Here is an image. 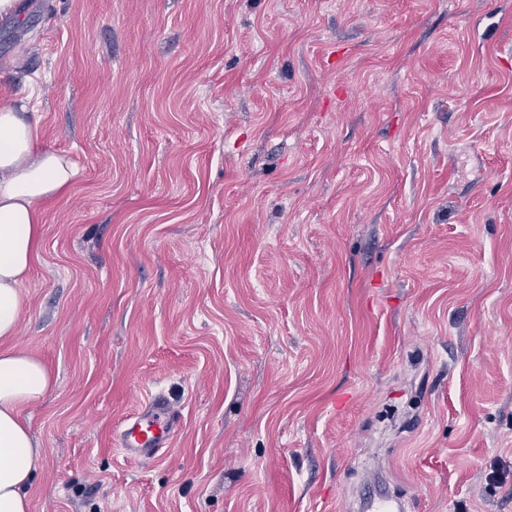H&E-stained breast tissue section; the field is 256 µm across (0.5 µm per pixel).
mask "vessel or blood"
<instances>
[{"label":"vessel or blood","instance_id":"b4317fda","mask_svg":"<svg viewBox=\"0 0 512 512\" xmlns=\"http://www.w3.org/2000/svg\"><path fill=\"white\" fill-rule=\"evenodd\" d=\"M176 431L163 394H155L145 410L126 417L117 434L121 453L134 460H148L167 446Z\"/></svg>","mask_w":512,"mask_h":512}]
</instances>
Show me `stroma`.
<instances>
[{"label":"stroma","instance_id":"35a3bbf8","mask_svg":"<svg viewBox=\"0 0 512 512\" xmlns=\"http://www.w3.org/2000/svg\"><path fill=\"white\" fill-rule=\"evenodd\" d=\"M20 99L32 512H512V0H20ZM176 431L166 399L158 393L145 410L126 417L118 430L121 453L134 460H148L165 448Z\"/></svg>","mask_w":512,"mask_h":512}]
</instances>
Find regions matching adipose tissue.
<instances>
[{
  "instance_id": "adipose-tissue-1",
  "label": "adipose tissue",
  "mask_w": 512,
  "mask_h": 512,
  "mask_svg": "<svg viewBox=\"0 0 512 512\" xmlns=\"http://www.w3.org/2000/svg\"><path fill=\"white\" fill-rule=\"evenodd\" d=\"M79 171L44 146L25 107H0V512H31L27 490L42 457L25 409L55 380L33 355L12 347L27 297L23 287L44 236L43 206Z\"/></svg>"
}]
</instances>
